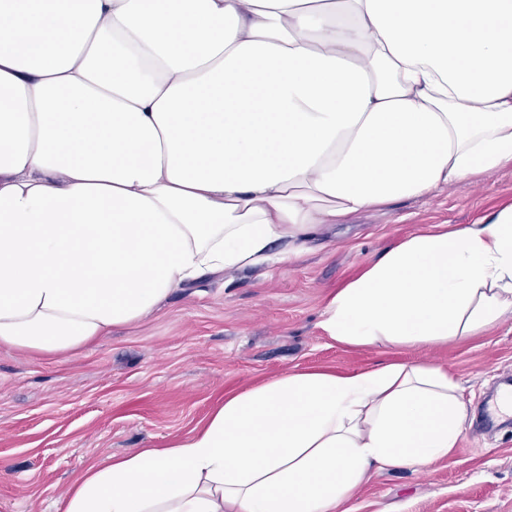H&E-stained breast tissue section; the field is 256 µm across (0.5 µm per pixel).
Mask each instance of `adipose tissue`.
I'll return each instance as SVG.
<instances>
[{
    "mask_svg": "<svg viewBox=\"0 0 512 512\" xmlns=\"http://www.w3.org/2000/svg\"><path fill=\"white\" fill-rule=\"evenodd\" d=\"M512 164V0H0V344L57 355L321 224ZM512 316V204L405 238L331 294L332 340ZM447 370L291 371L193 435L88 467L64 512H350L447 458Z\"/></svg>",
    "mask_w": 512,
    "mask_h": 512,
    "instance_id": "adipose-tissue-1",
    "label": "adipose tissue"
}]
</instances>
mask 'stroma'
<instances>
[{
    "label": "stroma",
    "instance_id": "1",
    "mask_svg": "<svg viewBox=\"0 0 512 512\" xmlns=\"http://www.w3.org/2000/svg\"><path fill=\"white\" fill-rule=\"evenodd\" d=\"M512 203V166L404 199L309 238L285 263L202 279L141 321L66 355L0 345V512H63L89 466L189 437L229 392L283 373L387 363L446 368L468 408L454 452L418 470H373L353 512H512V412L488 417L489 394L512 374V317L444 344L352 347L319 327L337 288L405 237L455 228Z\"/></svg>",
    "mask_w": 512,
    "mask_h": 512
}]
</instances>
